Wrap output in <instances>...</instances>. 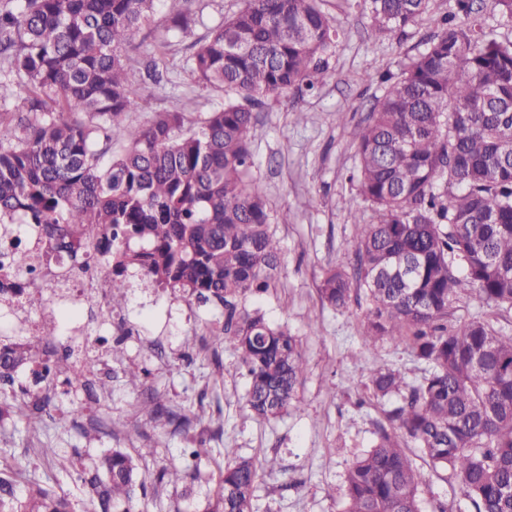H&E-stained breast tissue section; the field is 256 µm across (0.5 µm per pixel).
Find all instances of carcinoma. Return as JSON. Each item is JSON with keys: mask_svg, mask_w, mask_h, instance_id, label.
<instances>
[{"mask_svg": "<svg viewBox=\"0 0 512 512\" xmlns=\"http://www.w3.org/2000/svg\"><path fill=\"white\" fill-rule=\"evenodd\" d=\"M0 9V59L19 81L24 105L0 112V225L41 224L44 256L89 258L88 235L104 234L98 271L112 304L125 301L128 273L224 309L228 337L247 369L246 402L263 419L297 411L306 364L297 337L248 311L275 287L281 251L250 150L259 97L315 88L338 31L327 0H245L193 55L198 82L224 103L194 119L156 112L128 127L147 99L127 85L123 48L156 5L188 28V0H8ZM433 0H359L379 39H400ZM425 49L382 74L358 126L349 176L372 218L351 245L349 268L327 269L322 304H365L362 339L405 343L425 364L409 381L375 369L369 400L393 401L373 443L354 454L339 496L342 512H423L422 474L405 444L449 472L473 512H512V329L482 313L448 329L454 300L474 295L512 310V0H450ZM140 243L139 248L132 244ZM0 261V286L21 270ZM62 308L41 322L37 343H0V381L48 363L43 338L67 326ZM15 413L45 410L46 388L21 389ZM196 479L181 464L162 469L174 486ZM259 467L240 458L219 467L208 512H255ZM93 512H131L145 475L111 448L80 475ZM0 512H75L50 476L0 461Z\"/></svg>", "mask_w": 512, "mask_h": 512, "instance_id": "1", "label": "carcinoma"}]
</instances>
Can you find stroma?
Instances as JSON below:
<instances>
[{
    "label": "stroma",
    "mask_w": 512,
    "mask_h": 512,
    "mask_svg": "<svg viewBox=\"0 0 512 512\" xmlns=\"http://www.w3.org/2000/svg\"><path fill=\"white\" fill-rule=\"evenodd\" d=\"M243 6V0H189L187 30L173 27L160 11L135 34L124 48L132 65L129 87L150 107L131 113L129 123L143 125L153 113L171 110L197 116L222 102L220 92L195 78L193 54L198 40ZM326 9L339 30L328 73L315 91L264 98L255 111L259 135L251 144L253 176L266 195L284 262L276 288L249 298L247 305L299 337L307 363L300 409L270 421L251 416L245 368L229 341L215 342L209 334L221 308L168 290L156 295L129 289L120 314L138 333L124 337L121 362H108V392L91 398L59 384L51 388L49 409L39 421L0 419V448L13 449L22 466L49 471L33 454L47 445L69 453L71 465L58 475L57 490L76 501L77 512L86 506L76 473L108 448L129 452L147 474L135 512H205L215 501L220 455L261 464L256 512H339L326 490L341 484L352 454L371 443L384 419L381 404L361 400L368 375L378 367L398 370L411 381L422 375L405 344L364 347L360 309L323 308L318 286L327 267L352 264L357 221L370 217L365 203H353L356 188L348 180L357 163L355 131L382 92L384 66L421 51L433 26L425 16L408 27L403 40H382L354 0H328ZM151 55L161 65L155 80L144 69ZM131 369L137 379L128 378ZM150 395L181 418V425L153 427ZM186 448L198 450L200 471L188 498L157 480ZM420 469L425 512L439 501L452 503V512H472L455 483L428 464Z\"/></svg>",
    "instance_id": "stroma-1"
}]
</instances>
